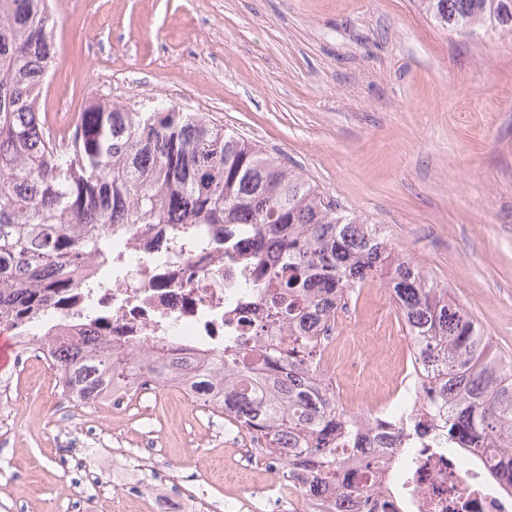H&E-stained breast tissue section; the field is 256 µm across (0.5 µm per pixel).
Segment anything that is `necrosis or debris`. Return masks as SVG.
<instances>
[{
    "label": "necrosis or debris",
    "instance_id": "necrosis-or-debris-1",
    "mask_svg": "<svg viewBox=\"0 0 512 512\" xmlns=\"http://www.w3.org/2000/svg\"><path fill=\"white\" fill-rule=\"evenodd\" d=\"M260 257L249 242L221 239L209 225L196 224L188 237L158 229L151 236L126 229L112 239V269L93 266L95 288L49 291L46 316L32 320L14 309L0 312V334L11 337L21 367L39 363L53 368L59 346L38 339L51 329L70 342L90 341L111 347L114 357L133 370L109 393L87 401V408L125 412L133 399L153 394L224 407V377L211 373L199 386L195 365L213 361L225 344L247 352L264 351L283 341L282 331L260 333L270 302L268 288L255 274ZM355 312L337 310L334 326L318 328L320 359L316 374L335 369L337 349L352 364L341 380L348 410L376 421L407 418L425 402L427 380L414 357L410 337L347 336L336 341V328L354 325ZM372 445L392 455H406L402 470L371 486L368 495L343 499L342 512H362L367 502L393 495L399 512H512V492L488 475L490 463L428 442L409 446V437L392 427L373 432ZM242 461L225 470L232 485L224 512H315L328 501L326 491L310 493L309 480L289 476L288 468L264 440L241 439ZM194 491L143 494L136 485L122 488L114 512H190Z\"/></svg>",
    "mask_w": 512,
    "mask_h": 512
}]
</instances>
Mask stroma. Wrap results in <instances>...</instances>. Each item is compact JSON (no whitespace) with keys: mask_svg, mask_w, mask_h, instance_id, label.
<instances>
[{"mask_svg":"<svg viewBox=\"0 0 512 512\" xmlns=\"http://www.w3.org/2000/svg\"><path fill=\"white\" fill-rule=\"evenodd\" d=\"M54 12L41 111L99 99L214 117L383 225L512 358L511 37L442 29L415 0H54ZM21 379L0 367V512H113L116 485L153 480L112 457L141 431L156 430L177 487L193 458L224 457L223 414L171 424L146 396L129 424H102ZM68 432L87 450L61 453Z\"/></svg>","mask_w":512,"mask_h":512,"instance_id":"stroma-1","label":"stroma"}]
</instances>
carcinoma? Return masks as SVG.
<instances>
[{
    "label": "carcinoma",
    "mask_w": 512,
    "mask_h": 512,
    "mask_svg": "<svg viewBox=\"0 0 512 512\" xmlns=\"http://www.w3.org/2000/svg\"><path fill=\"white\" fill-rule=\"evenodd\" d=\"M454 32L512 34V0H417ZM52 0H0V305L42 310V290L72 287L90 260L112 261V229L135 224H208L280 258L266 267L275 302L265 325L288 336L270 355L224 351L218 367L224 419L256 435H288L280 449L336 495L359 492L351 462L365 454L362 423L336 388L311 390L303 370L317 357L313 327L334 320L369 278L390 290L418 356L431 368L434 398L448 403V436L489 458L512 489V359L500 355L478 319L411 259L394 255L379 224L324 199L299 169L204 116L169 104L139 112L92 102L58 134L39 112L53 67ZM64 386L86 400L112 387L126 367L112 350L56 355Z\"/></svg>",
    "instance_id": "cac0c4a2"
}]
</instances>
